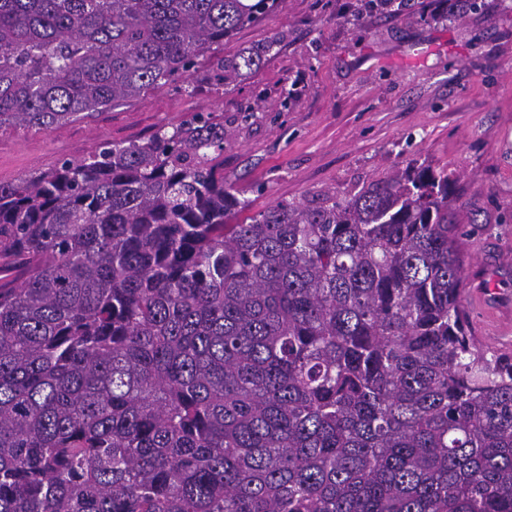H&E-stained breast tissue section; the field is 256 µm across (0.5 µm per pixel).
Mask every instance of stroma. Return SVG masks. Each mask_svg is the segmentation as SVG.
I'll use <instances>...</instances> for the list:
<instances>
[{
    "label": "stroma",
    "mask_w": 512,
    "mask_h": 512,
    "mask_svg": "<svg viewBox=\"0 0 512 512\" xmlns=\"http://www.w3.org/2000/svg\"><path fill=\"white\" fill-rule=\"evenodd\" d=\"M350 0H280L224 44L228 55L284 33L279 51L231 87L200 71L195 92L161 89L88 122L0 134V182L143 139L195 112L255 118L224 127V183L250 213L343 193L419 159L455 184L467 285L512 296V0L447 16L384 11L345 19ZM295 97L279 107L282 89Z\"/></svg>",
    "instance_id": "1"
}]
</instances>
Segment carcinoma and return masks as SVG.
<instances>
[{
	"label": "carcinoma",
	"instance_id": "1",
	"mask_svg": "<svg viewBox=\"0 0 512 512\" xmlns=\"http://www.w3.org/2000/svg\"><path fill=\"white\" fill-rule=\"evenodd\" d=\"M277 3L0 0V132L228 86ZM454 203L415 159L244 217L213 112L0 182V512H512Z\"/></svg>",
	"mask_w": 512,
	"mask_h": 512
}]
</instances>
